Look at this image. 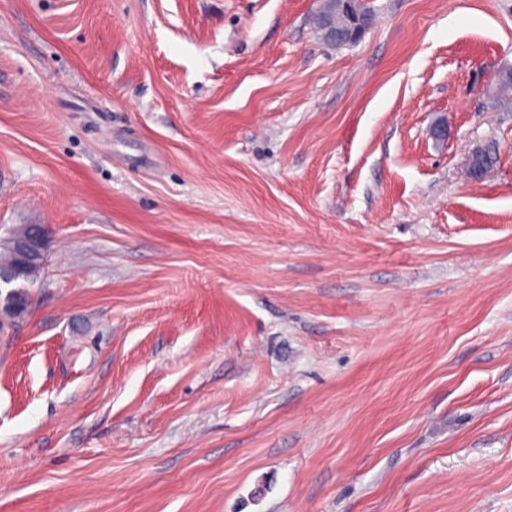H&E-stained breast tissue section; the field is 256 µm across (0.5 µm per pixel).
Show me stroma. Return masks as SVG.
<instances>
[{"label": "stroma", "mask_w": 512, "mask_h": 512, "mask_svg": "<svg viewBox=\"0 0 512 512\" xmlns=\"http://www.w3.org/2000/svg\"><path fill=\"white\" fill-rule=\"evenodd\" d=\"M369 3L0 0V512H512V0ZM330 4V9L320 19V28L323 32V38L330 44H336V46H343L351 43L339 41L336 38H350L353 40H360L366 31L368 26L362 24L361 21H368L366 18L369 11L362 9L363 4H367L369 1L365 0H322ZM336 6L346 13L352 22V27L345 33L336 31V27L343 29L345 27V21L338 18L336 20ZM19 230V229H18ZM16 230L7 241L1 243L0 271L13 272L12 281L19 280L29 283L33 277L40 272L41 264L32 267H23L27 263H34L37 260H43L48 247V230L43 226L35 236L27 235L24 232ZM15 235V237H14ZM14 237L15 251L18 255L17 266L11 253V241ZM3 245V248H2Z\"/></svg>", "instance_id": "35a3bbf8"}]
</instances>
